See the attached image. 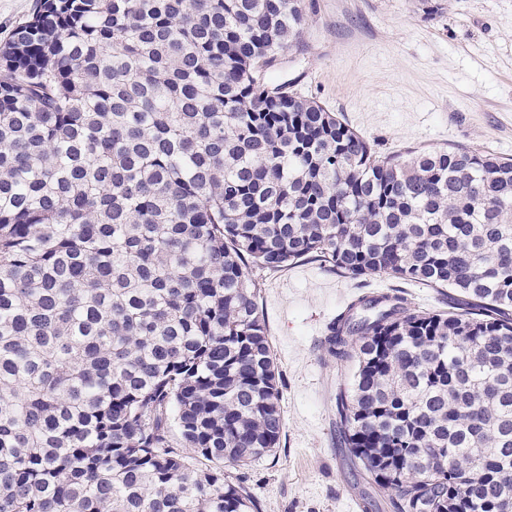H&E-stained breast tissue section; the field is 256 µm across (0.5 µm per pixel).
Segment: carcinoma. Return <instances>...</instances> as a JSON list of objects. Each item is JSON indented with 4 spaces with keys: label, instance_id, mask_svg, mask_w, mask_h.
Segmentation results:
<instances>
[{
    "label": "carcinoma",
    "instance_id": "carcinoma-1",
    "mask_svg": "<svg viewBox=\"0 0 512 512\" xmlns=\"http://www.w3.org/2000/svg\"><path fill=\"white\" fill-rule=\"evenodd\" d=\"M302 0H39L0 47V512H260L279 372L253 269L354 297L340 447L389 512L512 507V158L376 155L264 84Z\"/></svg>",
    "mask_w": 512,
    "mask_h": 512
}]
</instances>
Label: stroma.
<instances>
[{
  "label": "stroma",
  "instance_id": "1",
  "mask_svg": "<svg viewBox=\"0 0 512 512\" xmlns=\"http://www.w3.org/2000/svg\"><path fill=\"white\" fill-rule=\"evenodd\" d=\"M303 0L305 27L266 80L315 99L380 156L471 147L512 157V0ZM280 373L285 428L274 455L237 470L262 512H361L373 494L336 438V392L353 368L321 346L359 294L401 287L417 307L447 308L422 285L344 277L312 260L256 271Z\"/></svg>",
  "mask_w": 512,
  "mask_h": 512
}]
</instances>
